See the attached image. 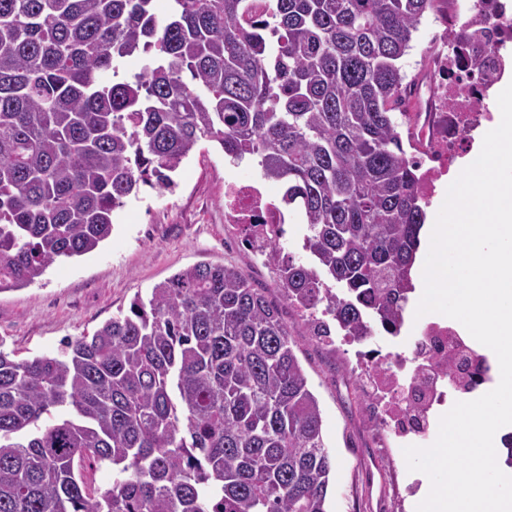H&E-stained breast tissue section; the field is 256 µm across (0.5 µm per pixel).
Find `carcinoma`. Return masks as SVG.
<instances>
[{
	"mask_svg": "<svg viewBox=\"0 0 512 512\" xmlns=\"http://www.w3.org/2000/svg\"><path fill=\"white\" fill-rule=\"evenodd\" d=\"M264 2L0 0V291L94 251L207 140L299 208L313 263L266 246L283 297L357 342L398 335L427 206L394 115L399 61L435 0ZM134 55L139 72L103 80ZM293 346L264 289L210 263L56 356L17 360L0 339V512H327L331 456Z\"/></svg>",
	"mask_w": 512,
	"mask_h": 512,
	"instance_id": "obj_1",
	"label": "carcinoma"
}]
</instances>
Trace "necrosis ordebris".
<instances>
[{
  "label": "necrosis or debris",
  "mask_w": 512,
  "mask_h": 512,
  "mask_svg": "<svg viewBox=\"0 0 512 512\" xmlns=\"http://www.w3.org/2000/svg\"><path fill=\"white\" fill-rule=\"evenodd\" d=\"M460 4L461 0H436L438 28L425 55L427 80L406 89L415 109L403 113L402 128L421 164L419 190L429 198L457 159L469 153L475 133L490 126L493 114L482 103L512 69L511 60L485 53L487 39L512 42V5L507 0H484V14L492 19L487 33L465 39L457 34ZM478 59L485 63L480 73L473 69ZM287 220L285 210L258 183H225V223L250 225L249 236L256 242H265ZM455 336L447 323L421 318L413 323L406 351L355 352L353 368L367 383L362 393L370 403L369 415L390 446L416 444L435 434V413L449 402L451 393L439 362L466 370L484 364L482 353L461 352Z\"/></svg>",
  "instance_id": "1"
}]
</instances>
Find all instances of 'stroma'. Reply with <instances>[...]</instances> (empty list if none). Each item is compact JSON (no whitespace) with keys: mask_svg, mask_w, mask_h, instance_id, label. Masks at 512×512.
Here are the masks:
<instances>
[{"mask_svg":"<svg viewBox=\"0 0 512 512\" xmlns=\"http://www.w3.org/2000/svg\"><path fill=\"white\" fill-rule=\"evenodd\" d=\"M263 183L281 196L280 182L263 179L252 163L234 165L220 145L201 142L175 174L174 191L142 187L115 212L111 236L93 252L62 259L34 283L0 292V340L17 358L54 356L64 340L90 336L136 294L200 262L232 263L281 310L294 351L322 410L332 456L329 512H409L397 502L396 476L422 483L405 461L391 462L359 380L345 355L309 333L302 311L275 288L264 255L242 243L243 231L224 221V181Z\"/></svg>","mask_w":512,"mask_h":512,"instance_id":"stroma-1","label":"stroma"}]
</instances>
